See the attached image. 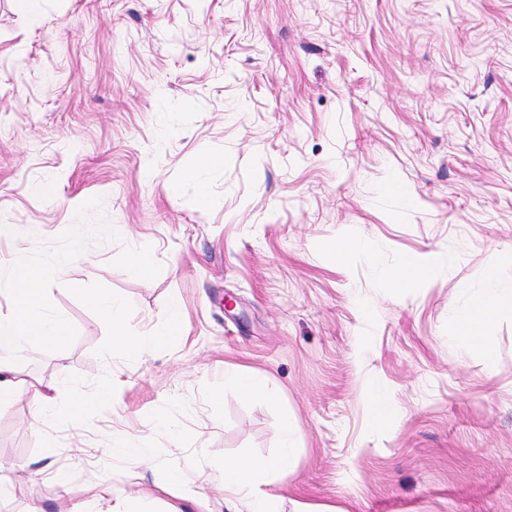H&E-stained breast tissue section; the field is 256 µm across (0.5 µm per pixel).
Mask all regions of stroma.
Segmentation results:
<instances>
[{"instance_id": "1", "label": "stroma", "mask_w": 512, "mask_h": 512, "mask_svg": "<svg viewBox=\"0 0 512 512\" xmlns=\"http://www.w3.org/2000/svg\"><path fill=\"white\" fill-rule=\"evenodd\" d=\"M1 224L68 326L21 368L61 407L116 397L0 403L12 512H226L204 475L277 455L287 418L280 512H512V319L490 361L454 320L512 289V0H0ZM407 259L422 288L385 287ZM88 292L143 334L178 304L183 334L129 359Z\"/></svg>"}]
</instances>
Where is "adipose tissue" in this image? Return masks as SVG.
Returning a JSON list of instances; mask_svg holds the SVG:
<instances>
[{"label":"adipose tissue","mask_w":512,"mask_h":512,"mask_svg":"<svg viewBox=\"0 0 512 512\" xmlns=\"http://www.w3.org/2000/svg\"><path fill=\"white\" fill-rule=\"evenodd\" d=\"M4 292L13 297L15 307L8 314H0V401H10L19 394H26L31 405L46 419L59 415L81 419L106 405L111 393L103 390L92 397H76L64 409H56L43 383L24 376L12 360L13 354L23 351L30 341L37 340L52 346L61 342L67 334L66 322L45 308L48 281L42 268L1 258L0 293ZM84 300L109 323L114 344L127 356H140L151 344L164 342L182 333L178 305H171L151 331L143 335L128 330L126 304L122 299L94 292L86 294ZM501 314L512 315V292L489 287L473 294L455 315L460 335L488 359L493 358L494 353L484 335V328ZM282 432L283 446L278 456L224 461L218 469L205 476V483L223 492L227 505L242 502L246 504L248 512H272L271 498L258 496L257 491L260 487L275 484L292 467L293 443L299 428L288 420L284 422Z\"/></svg>","instance_id":"obj_1"}]
</instances>
